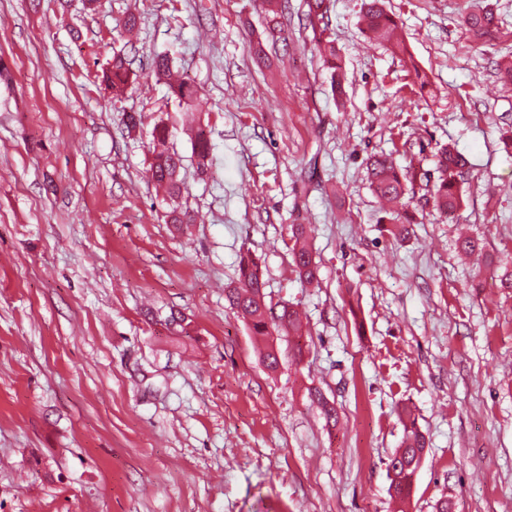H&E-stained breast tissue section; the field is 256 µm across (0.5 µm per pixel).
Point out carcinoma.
<instances>
[{
  "instance_id": "1",
  "label": "carcinoma",
  "mask_w": 512,
  "mask_h": 512,
  "mask_svg": "<svg viewBox=\"0 0 512 512\" xmlns=\"http://www.w3.org/2000/svg\"><path fill=\"white\" fill-rule=\"evenodd\" d=\"M260 7L264 13V30L263 39L255 46V53H264L267 45H288V25L285 23L288 19V0H261ZM305 7L307 10L304 29L311 32L309 40L330 70L333 94L340 96L343 93L342 64L328 27L327 0H305ZM362 21L365 31L373 41L391 47L398 54L407 52L406 44L397 34V22L386 11L384 0H363ZM462 23L478 39L493 37L498 33V18L489 4L478 9L467 8L462 13ZM152 72L160 80H170V91L178 104L188 106L200 98L199 90L194 85L183 79H172L173 65L169 56H156L152 61ZM131 75L132 60L120 50L113 53L112 61L102 69L101 79L117 98L124 94ZM168 135V124L161 117L151 130L152 150L147 174L169 200L166 223L187 224L190 222L188 211L179 202L184 185L181 176L183 158L167 147ZM194 152L198 158L197 172L202 175L207 170L209 156V144L202 127L197 129ZM366 170L377 199L390 205V221L393 224L391 233L396 237L405 235L408 232L406 224L410 223L406 207L417 174L407 176L385 154L370 156L366 162ZM467 170L468 160L454 146L448 144L438 150V176L428 193L433 206L441 214L446 216L460 208L462 196L459 184L464 180ZM290 231L291 238L295 241L292 254L296 272L303 282L311 284L318 273L317 263L307 246L311 228L304 224H293ZM225 295L230 305L249 319L255 336L268 337L274 332L289 336L299 329V318L295 310L284 305L280 312L275 313L272 306L267 304L261 265L248 252L240 255L237 285L225 289ZM405 416L410 421L405 424L404 445L390 457L388 463L390 494L400 502L405 501L411 493L414 475L426 446L425 437L416 427L415 420L411 419V413L407 412Z\"/></svg>"
}]
</instances>
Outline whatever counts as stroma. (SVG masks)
<instances>
[{"instance_id":"1","label":"stroma","mask_w":512,"mask_h":512,"mask_svg":"<svg viewBox=\"0 0 512 512\" xmlns=\"http://www.w3.org/2000/svg\"><path fill=\"white\" fill-rule=\"evenodd\" d=\"M468 3L493 5V41L464 29ZM290 5L288 48L262 65L256 0H0V512H512V289L493 278L512 268V86L495 74L512 0H386L409 67L367 39L362 0H329L340 99ZM130 12L116 101L97 76ZM159 54L200 87L192 111L152 76ZM161 115L179 227L146 174ZM448 143L469 162L462 206L440 216L420 182L405 239L383 231L367 157L431 172ZM294 224L313 227L311 285ZM462 233L484 253L459 257ZM246 251L301 335L261 340L227 303ZM406 409L427 452L401 506L387 464ZM290 231L291 238L295 241L292 254L296 272L303 282L312 284L316 280L318 266L307 246L311 228L305 224H294L291 225Z\"/></svg>"}]
</instances>
